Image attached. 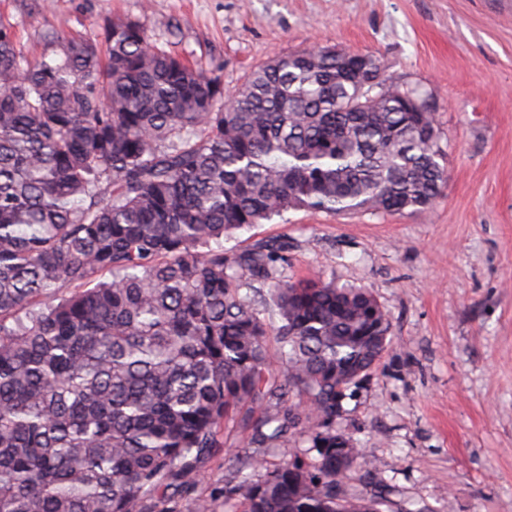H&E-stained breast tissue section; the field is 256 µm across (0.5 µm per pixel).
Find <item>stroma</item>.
I'll return each instance as SVG.
<instances>
[{"label": "stroma", "mask_w": 512, "mask_h": 512, "mask_svg": "<svg viewBox=\"0 0 512 512\" xmlns=\"http://www.w3.org/2000/svg\"><path fill=\"white\" fill-rule=\"evenodd\" d=\"M139 22L220 77L233 96L255 68L310 47L369 53L435 109L448 180L432 209L291 210L225 236L288 242L293 278L372 290L392 343L344 401L336 430L364 449L347 485L391 512H512V0H0L25 58L45 37ZM242 438L202 465L194 493L226 512Z\"/></svg>", "instance_id": "1"}]
</instances>
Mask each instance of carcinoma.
I'll return each instance as SVG.
<instances>
[{
  "label": "carcinoma",
  "instance_id": "cac0c4a2",
  "mask_svg": "<svg viewBox=\"0 0 512 512\" xmlns=\"http://www.w3.org/2000/svg\"><path fill=\"white\" fill-rule=\"evenodd\" d=\"M24 60L0 21V512H178L245 435L231 512H385L336 470L337 389L392 342L367 289L288 279V241L224 236L290 209L429 210L447 181L418 90L321 48L221 81L110 19ZM278 345L282 371L268 363ZM304 434L316 457L270 463Z\"/></svg>",
  "mask_w": 512,
  "mask_h": 512
}]
</instances>
